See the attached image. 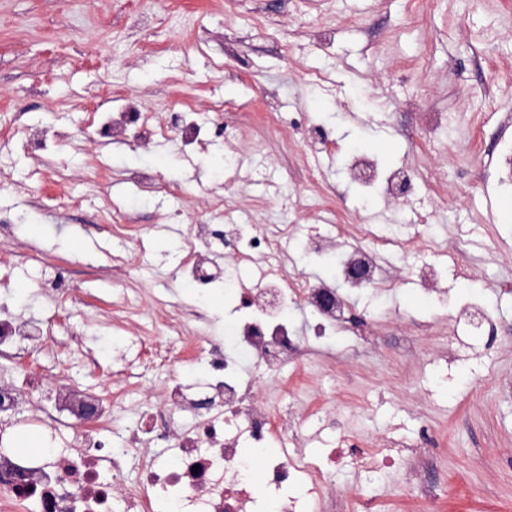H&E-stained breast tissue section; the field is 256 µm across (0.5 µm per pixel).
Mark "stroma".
I'll list each match as a JSON object with an SVG mask.
<instances>
[{"mask_svg":"<svg viewBox=\"0 0 512 512\" xmlns=\"http://www.w3.org/2000/svg\"><path fill=\"white\" fill-rule=\"evenodd\" d=\"M138 102L154 123L193 113L201 144L129 132L90 139L99 113ZM307 114L336 133L308 153ZM512 146V0H0V319L46 329L17 341L0 382L21 387L25 433L51 448L71 430L66 392L112 406L104 447L160 407L170 370L144 337L180 353L155 323L185 308L195 336H226L233 287L206 293L180 276L190 224H377L392 236L430 217L437 247L460 243L470 280L447 270L442 299L411 284L351 301L349 331L318 339L303 307L290 317L310 357L260 398L309 415L293 448L336 445L330 418L378 446L436 435L443 451L422 478L445 488L443 512H512V184L493 159ZM407 165L413 192L363 201L350 155ZM65 277L67 289L56 286ZM494 308L473 332L458 315L469 282ZM432 324L411 337L412 318ZM326 490L360 512H417L401 472L325 471Z\"/></svg>","mask_w":512,"mask_h":512,"instance_id":"obj_1","label":"stroma"}]
</instances>
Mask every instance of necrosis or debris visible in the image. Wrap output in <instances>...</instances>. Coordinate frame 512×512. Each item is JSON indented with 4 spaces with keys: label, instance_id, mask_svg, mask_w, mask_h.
<instances>
[{
    "label": "necrosis or debris",
    "instance_id": "obj_1",
    "mask_svg": "<svg viewBox=\"0 0 512 512\" xmlns=\"http://www.w3.org/2000/svg\"><path fill=\"white\" fill-rule=\"evenodd\" d=\"M351 182L391 201L406 197L411 179L405 171L383 173L369 156L355 157L349 167ZM288 228L274 231L254 224L223 229L211 224L190 227L191 252L187 267L200 285L215 280L200 247L220 243L233 261L258 271V294L243 292L238 306L240 331L236 346L251 352L258 373L245 374L225 352L222 339H183L185 347H200L213 374L205 384L204 398L189 395L177 383L165 391L166 411L151 414L147 429H132L128 447L102 450L100 422L79 425L75 444L50 456L23 460L13 449L0 447V512H154L164 502L174 512H262L255 495L263 485L280 503L281 512H336L335 498L321 493L325 466L342 462L341 448L308 459L288 451L268 458L260 478H253L241 450L242 443L268 448L284 436L297 434L301 423L262 403L256 394L289 362L306 359L308 349L296 340L292 325L281 318L277 301L289 296L304 302L316 320V335L326 328L344 329L349 304L345 291L370 290L383 294L397 288V278L387 275L378 262L387 238L372 224H339L331 233L307 240L304 253L314 257L341 251L335 282L315 281L286 264ZM401 257L420 256L414 282L429 293L442 286V270L425 254L431 245L426 234L416 233L392 242ZM189 417L186 428H175L168 409ZM157 440H174L177 460L158 465L142 446L143 433ZM142 462L136 487L124 483L123 465L128 455Z\"/></svg>",
    "mask_w": 512,
    "mask_h": 512
}]
</instances>
